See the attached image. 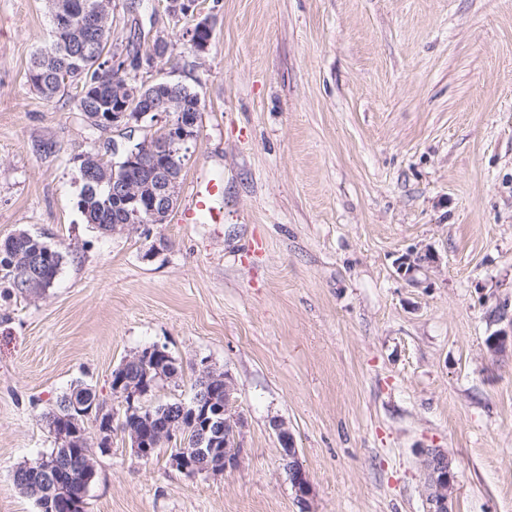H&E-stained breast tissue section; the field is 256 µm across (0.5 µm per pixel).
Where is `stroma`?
I'll use <instances>...</instances> for the list:
<instances>
[{
	"label": "stroma",
	"instance_id": "stroma-1",
	"mask_svg": "<svg viewBox=\"0 0 512 512\" xmlns=\"http://www.w3.org/2000/svg\"><path fill=\"white\" fill-rule=\"evenodd\" d=\"M166 0H112V39H171L201 100L177 202L150 234H101L79 207L99 137L72 98L28 81L48 0H0V240L69 256L35 297H0V512H39L12 473L55 445L70 387L122 405L112 372L145 347L229 371L238 467L190 477L121 429L94 452L86 512H300L272 427L311 481L309 512H426L421 452L444 450L453 512H512V0H200L204 53ZM224 185L220 224H183L193 182ZM431 250L414 279L397 263ZM493 311L492 322L496 324L505 323L504 327H501L491 335L487 347L490 352L499 354L506 352L509 347L512 346V310L511 303L503 301L495 304L489 312ZM76 396V399L78 401H83L86 397L85 401L89 400L91 396L94 398H98L99 402L95 405V407H98L99 405L102 407H106L105 400H101L99 396L96 394L95 391H93L92 388L85 386L84 388H80V385L74 386L73 388H70L68 392H65L62 394L61 397H59L54 405V411H50L46 413L45 418L47 419V425L49 428V431L51 433L52 427L55 428L57 432L60 431L58 424L64 423L67 425V419L68 417V406H63L65 402L70 400L73 396ZM84 401V402H85Z\"/></svg>",
	"mask_w": 512,
	"mask_h": 512
}]
</instances>
